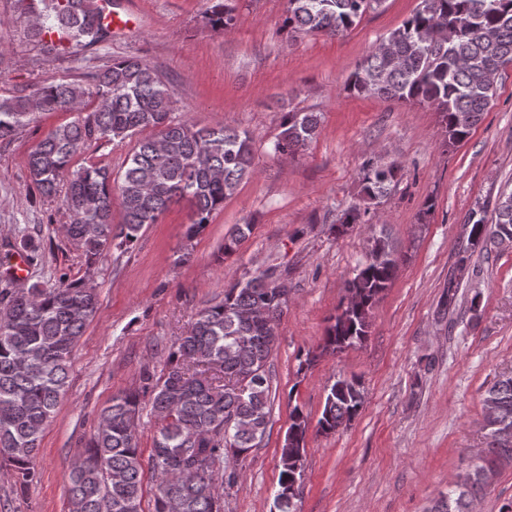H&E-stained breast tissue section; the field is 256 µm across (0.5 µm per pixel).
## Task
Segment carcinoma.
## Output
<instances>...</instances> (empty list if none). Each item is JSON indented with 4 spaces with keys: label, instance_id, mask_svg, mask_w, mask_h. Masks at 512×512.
<instances>
[{
    "label": "carcinoma",
    "instance_id": "cac0c4a2",
    "mask_svg": "<svg viewBox=\"0 0 512 512\" xmlns=\"http://www.w3.org/2000/svg\"><path fill=\"white\" fill-rule=\"evenodd\" d=\"M385 0H288V32L335 38ZM29 18L40 51L54 55L64 45L99 43L109 28L98 22L96 0H15ZM222 31L235 17L223 0L207 13ZM512 64V0H420L401 26L389 32L351 74L346 90L399 102L431 104L441 115L446 142L465 140L496 95L497 79ZM174 89L136 56L115 58L87 75V83L53 81L32 96L0 97V139L28 126L40 112L69 111L74 119L49 132L30 151L27 167L45 195L64 185L70 222L64 236L76 244L87 267L113 246L132 245L147 224H156L171 205L188 200L193 230L210 223L239 184L254 172L253 138L246 130L200 127L174 115ZM316 112L283 113L274 152L299 154L315 138ZM144 131L124 169L73 170V157L92 143L120 142ZM401 167L367 160L361 182L367 206L347 207L331 228L341 233L366 224L370 206L380 203ZM119 198L123 222L112 223ZM470 236L495 246L512 243V191L499 197L495 220L470 215ZM252 225L236 224L224 237L233 253ZM398 265L385 234L370 239L369 256L346 281L357 301L340 307L326 330L323 354L361 343L371 311ZM287 271L271 265L224 289V299L201 309L190 331L166 356L167 371L146 369L141 385L112 397L83 458L69 474V512H143L145 473L154 482L151 512H224L218 483L236 482L224 473V458H239L262 443L270 416L269 359L275 326L287 300ZM98 310V293L83 279L63 274L52 286H30L7 274L0 279V461L20 488L36 478L34 459L43 430L68 387L72 350ZM161 422L148 462H143L137 421L144 398ZM484 400L496 405L487 417L491 435L512 428V376L497 380ZM364 406L355 378L340 377L326 394L322 433L350 424ZM281 448L278 512H295L290 499L302 478L308 416L294 406ZM489 461L512 458V442L491 441ZM485 489L479 479L448 492L430 512H472Z\"/></svg>",
    "mask_w": 512,
    "mask_h": 512
}]
</instances>
